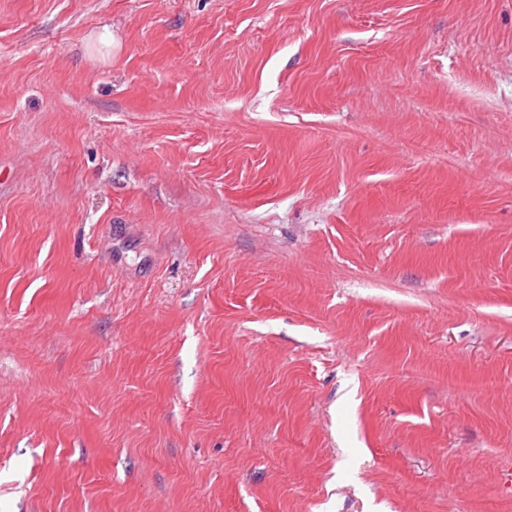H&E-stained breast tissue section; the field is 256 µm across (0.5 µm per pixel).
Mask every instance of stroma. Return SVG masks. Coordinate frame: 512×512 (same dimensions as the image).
<instances>
[{"label": "stroma", "instance_id": "1", "mask_svg": "<svg viewBox=\"0 0 512 512\" xmlns=\"http://www.w3.org/2000/svg\"><path fill=\"white\" fill-rule=\"evenodd\" d=\"M512 0H0V512H512Z\"/></svg>", "mask_w": 512, "mask_h": 512}]
</instances>
